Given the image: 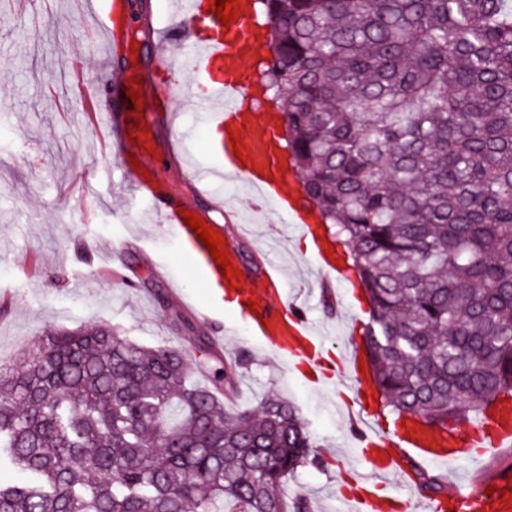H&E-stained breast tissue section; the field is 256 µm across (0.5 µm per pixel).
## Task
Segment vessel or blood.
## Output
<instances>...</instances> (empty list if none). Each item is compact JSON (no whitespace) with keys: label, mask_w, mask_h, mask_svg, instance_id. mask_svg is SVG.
<instances>
[{"label":"vessel or blood","mask_w":512,"mask_h":512,"mask_svg":"<svg viewBox=\"0 0 512 512\" xmlns=\"http://www.w3.org/2000/svg\"><path fill=\"white\" fill-rule=\"evenodd\" d=\"M235 22L221 25L209 0H187L176 31L187 38L190 69L198 89L194 100L208 114L210 144L221 166L209 173L213 179H244L255 198L275 202L301 221L311 220L312 206L301 194L300 180L292 167L284 166L279 155L276 130L281 116L274 112H251L242 102L251 94L248 62L261 43L256 18V0H237ZM129 5L127 0H112V13L104 23L112 49L129 54L133 41L127 37ZM138 71L126 67L110 77L112 105L104 116L112 120V131L119 138L121 165L131 170L140 164L146 171L139 179L152 201V210L170 224L182 250L206 287L235 286L234 296L241 304L242 316L250 323L265 347L287 365L311 372L317 386L330 384L328 375L319 371L323 342L306 315L287 292L272 294L262 288L243 287L242 276L224 279L209 249L186 225L180 212L184 202L168 199L164 183L152 160L153 126L162 112L168 111L167 100L140 99L137 122H130L131 105L125 94ZM239 133L243 148L234 152L230 133ZM257 302V310L247 309L246 301ZM360 454L372 471L371 477H358L359 491L348 495L357 512H409V499L400 496H377L370 489L372 480L383 479L403 459L439 466H453L460 458L485 454L512 446V403H498L493 411L475 416L453 435L442 436L420 421H408L400 431L387 433L385 428L365 425L358 436ZM460 512H512L500 500H489L485 486L468 493L452 495Z\"/></svg>","instance_id":"1"}]
</instances>
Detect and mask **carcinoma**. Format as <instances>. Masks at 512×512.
<instances>
[{"label": "carcinoma", "mask_w": 512, "mask_h": 512, "mask_svg": "<svg viewBox=\"0 0 512 512\" xmlns=\"http://www.w3.org/2000/svg\"><path fill=\"white\" fill-rule=\"evenodd\" d=\"M259 7V89L366 301L378 414L451 430L512 396V0ZM244 366L204 334L188 350L48 329L0 367V454L27 476L0 512H310L279 492L312 448L298 408H224Z\"/></svg>", "instance_id": "obj_1"}]
</instances>
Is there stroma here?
I'll list each match as a JSON object with an SVG mask.
<instances>
[{"mask_svg":"<svg viewBox=\"0 0 512 512\" xmlns=\"http://www.w3.org/2000/svg\"><path fill=\"white\" fill-rule=\"evenodd\" d=\"M109 0H0V363L28 354L51 327L112 325L155 347L186 344L192 328L214 337L224 357L247 368L226 405L245 410L266 392L288 398L310 433L313 459L289 476L287 496L303 493L312 512H349L340 499L343 467L367 473L355 448L350 415L358 409L348 375L335 371L330 387L306 383L250 335L242 316L213 310L198 276L176 252L157 218L135 195L110 153L113 140L95 131L89 115L106 71L124 69L107 52L103 29ZM136 17L138 66L153 72L159 29L173 23L183 0H129ZM172 119H160L156 151L179 199L223 225L224 238L247 271L267 258L282 265L289 295L308 310L333 359L347 348L343 326H360L366 304L348 282L315 264L301 230L287 213L253 210L240 181L198 185L189 164L210 166L208 117L193 102L190 77L173 100ZM103 169L97 188L84 174ZM210 311L203 320L201 311ZM512 447L477 461L460 460L446 492L467 491L504 468Z\"/></svg>","mask_w":512,"mask_h":512,"instance_id":"35a3bbf8","label":"stroma"}]
</instances>
